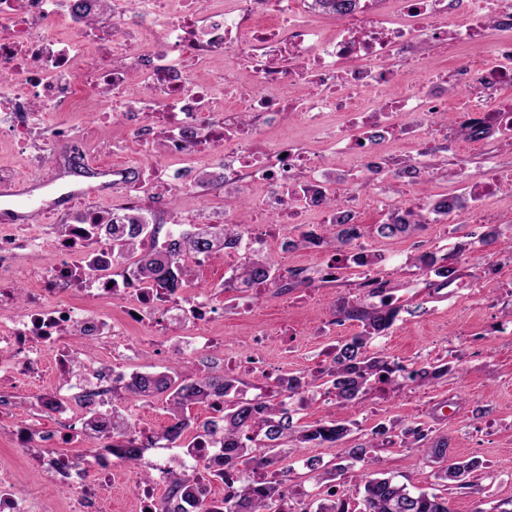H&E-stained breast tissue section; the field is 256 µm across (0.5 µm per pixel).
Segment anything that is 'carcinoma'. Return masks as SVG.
I'll return each mask as SVG.
<instances>
[{
	"instance_id": "1",
	"label": "carcinoma",
	"mask_w": 512,
	"mask_h": 512,
	"mask_svg": "<svg viewBox=\"0 0 512 512\" xmlns=\"http://www.w3.org/2000/svg\"><path fill=\"white\" fill-rule=\"evenodd\" d=\"M132 227L125 239L112 245V254L118 260H135L140 281L164 288L170 292L186 287L191 277L183 264L187 255L213 254L224 250L232 242L242 238L244 224H214L203 232L187 230L170 235L166 245L158 249L154 240L160 230L157 224H146L138 217L128 218ZM422 226L419 216L409 212L402 215L394 212L391 222L376 225L382 236H395L411 232ZM354 232L351 224L341 221L335 224H317L301 234L296 241L288 242L291 248H306L310 245H330L347 242ZM458 253L443 256L423 253L413 260V266L421 272L433 271L435 275L448 279L456 273L454 261ZM235 280L245 288L256 291L276 288L282 292L299 285L310 284L312 278L302 269L289 271V278L277 274L276 264L261 252L247 253L238 265ZM400 308L384 304L368 306L361 300L344 301L339 313L345 320L362 323L363 330L344 340L328 353L330 360L319 364L308 375H286L278 379V388L288 392L286 397H256L252 400L238 397L236 379L213 370L200 374L189 368L174 369L167 374L137 375L116 395L112 408V433L122 436L126 432L127 417L120 404L131 400L166 397L170 424L164 437L176 443L189 431L191 421L187 411L193 406L207 404L215 397L224 398V417L217 424L210 419L197 424L207 433L221 432L225 462L238 463L247 474L237 479L236 485L228 486L224 494L222 512H290L288 497L279 483H268L263 487L255 484L251 472H258L283 459L284 442L293 448L307 445L337 443L351 434L354 421L349 416L331 418L312 426H299L294 415L304 409L311 400L309 389L321 383L326 386L325 395L335 401L336 407L350 412L360 407L370 386L382 382L390 385L397 381L398 373L405 367L385 356L368 353V344L376 336L386 332L395 323ZM407 371V370H405ZM448 375V364H430L407 371L406 379L423 384ZM431 429L419 424L400 431L396 438L382 441V446H414L423 449L431 458L442 460L447 456L448 438L430 437ZM377 447L370 441L348 450V458L358 465L355 480L363 483V496L357 503L358 512H450L448 496L428 490L412 491L407 484L394 476L381 473L376 477L370 472L379 459L368 455V449ZM320 461L307 462L310 470L317 472V489L347 470V466L333 464L319 468ZM480 462H453L444 467L440 479L448 486L474 488L476 483L466 476L478 470ZM199 488L181 476H174L170 488L163 498L167 506L179 498H195Z\"/></svg>"
}]
</instances>
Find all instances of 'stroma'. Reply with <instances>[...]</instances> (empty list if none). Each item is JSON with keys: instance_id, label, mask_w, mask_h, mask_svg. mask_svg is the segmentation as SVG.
<instances>
[{"instance_id": "1", "label": "stroma", "mask_w": 512, "mask_h": 512, "mask_svg": "<svg viewBox=\"0 0 512 512\" xmlns=\"http://www.w3.org/2000/svg\"><path fill=\"white\" fill-rule=\"evenodd\" d=\"M499 31H489L466 50L428 52L424 59L427 70L453 73L463 54L482 57L493 64L492 45L502 39ZM99 101L90 102L84 112L58 114L60 123L71 125L73 137L68 141H46L42 144L45 158L56 161L78 154L111 150L113 143L131 135L136 123L134 116L113 117L101 122L95 116ZM464 160L451 153L442 154L431 171V179L424 185L429 201H436L447 193L452 183L447 172L465 163L473 179L486 173L485 155H493L501 171L512 174V148L490 137L466 148ZM0 172L14 174L16 179L40 180L44 186L40 198L54 204L56 211L65 212L67 203L61 202V192H79L95 188L96 200L109 204L112 187L103 174L79 164L68 169L67 189H60L49 181L47 172L34 170L27 155L22 154L9 140L0 138ZM213 183H189L168 205V212L198 210L204 203H219L220 189L215 181L222 172L220 165L210 163ZM468 228L463 224L442 227L427 224L413 233L383 238L369 232L366 252L379 268V276L388 280L391 295L400 312L383 342H371L368 350L413 367L442 361L450 371L442 379L417 385L404 380L388 389L369 390L352 433L343 441L301 449L285 457L284 466L290 467L291 484L313 489L314 479L306 462L320 460L322 464H347V452L355 444L369 440L378 424L399 428L420 423L435 435L448 439L449 461L474 459L481 467L474 480L480 490L465 494L456 489L448 491L451 512H474L478 505L493 507L496 501L512 498V476L504 473V465L512 463V333L500 331L502 323L512 319V292L499 288L489 292L478 305H471L463 294L448 287H440L439 277L420 273L411 267L415 255L435 248L448 253L455 245L468 243ZM362 269L347 263L337 270V279L331 283H316L315 287L301 286L285 294L268 289L259 304V311L249 317L232 305H225L223 314L212 328L224 338L220 352L203 351L196 355L198 365L218 364L232 368L234 363L258 354L285 374H300L314 369L325 358L329 347L360 332L357 321H339L336 305L339 299L365 298L362 287ZM289 324L299 326L302 334L295 340L281 336V329ZM266 332L262 347L251 343L254 332ZM497 421L495 432H487L486 424ZM382 471L393 474L411 489L441 487V465L418 448H382ZM13 471L18 489L46 500L50 507L59 508L67 490L59 484L44 482L27 463L14 456L9 446V428L0 425V469Z\"/></svg>"}]
</instances>
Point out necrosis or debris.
Returning <instances> with one entry per match:
<instances>
[{
    "instance_id": "1",
    "label": "necrosis or debris",
    "mask_w": 512,
    "mask_h": 512,
    "mask_svg": "<svg viewBox=\"0 0 512 512\" xmlns=\"http://www.w3.org/2000/svg\"><path fill=\"white\" fill-rule=\"evenodd\" d=\"M127 4L112 0V25L101 28L85 18L83 0H0V135L21 147L36 136L71 137L63 126L35 127L33 111L74 112L96 98L110 108L124 105L140 121L111 157L93 163L114 176L110 207L87 201L48 224L0 226V419L14 414L5 389L23 382L26 418L14 425L12 446L47 481L69 490L64 512H108L115 487L124 484L135 490L132 512H160L158 485L176 468L211 500V477L224 470L218 437L205 436L174 459L145 409L127 436L153 448V478L122 465L112 436L113 391L132 377L127 320L138 319L164 356L189 359L224 346L205 332L218 312L215 293L143 288L131 263L112 260L113 227L130 213L162 208L182 190L168 161L199 169L220 158L223 205L186 221L250 223L246 239L227 250L234 258L271 248L288 228L335 223L340 212L360 226L370 208L386 222L405 196L427 224L494 223L492 205L504 188L495 160L485 178L459 180L444 215L410 198L412 177L426 175L437 151L452 148L449 140L431 143L445 112L471 142L491 133L512 141V105L493 104L512 86V40L494 43L492 67L460 59L453 81L467 93L458 108L450 80L422 67L424 51L466 47L488 27L511 30L512 0H467L457 21L451 0H349L333 12L329 32L315 20L318 0H138L133 32L124 24ZM334 113L346 118L330 143L344 160L337 171L307 142L263 138L291 120L323 131ZM389 140L412 148L391 156ZM151 154L166 164L129 178L133 158ZM246 187L255 194L244 217L236 200ZM42 249L51 262L19 270L22 255ZM22 281L28 293L21 304ZM116 305L122 318L112 316ZM177 327L182 335H174ZM91 436L94 448L68 455Z\"/></svg>"
}]
</instances>
